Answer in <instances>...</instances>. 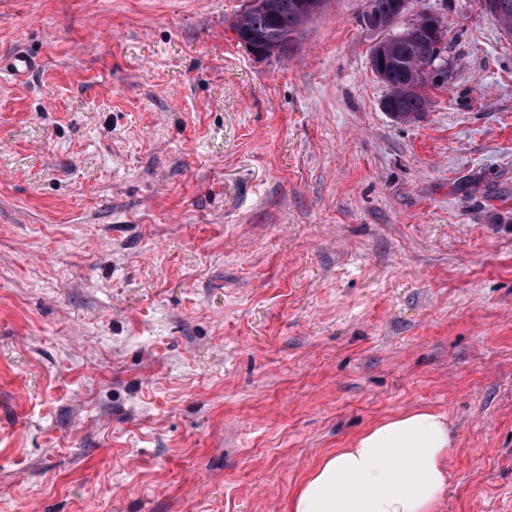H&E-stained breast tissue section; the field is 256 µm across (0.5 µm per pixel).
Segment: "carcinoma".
Listing matches in <instances>:
<instances>
[{"label":"carcinoma","instance_id":"carcinoma-1","mask_svg":"<svg viewBox=\"0 0 512 512\" xmlns=\"http://www.w3.org/2000/svg\"><path fill=\"white\" fill-rule=\"evenodd\" d=\"M299 0H259L251 10H240L231 28L242 45L279 43L286 45L293 35L313 16L298 6ZM440 33L425 34L414 41H396L384 54L380 65L392 85L395 119L411 121L426 111L428 97L415 90V84L425 83L421 67L437 51Z\"/></svg>","mask_w":512,"mask_h":512}]
</instances>
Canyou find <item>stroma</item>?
<instances>
[{"mask_svg":"<svg viewBox=\"0 0 512 512\" xmlns=\"http://www.w3.org/2000/svg\"><path fill=\"white\" fill-rule=\"evenodd\" d=\"M241 6L0 0V512H290L416 409L438 512H512V35L412 0L449 78L402 123L363 0L264 57Z\"/></svg>","mask_w":512,"mask_h":512,"instance_id":"1","label":"stroma"}]
</instances>
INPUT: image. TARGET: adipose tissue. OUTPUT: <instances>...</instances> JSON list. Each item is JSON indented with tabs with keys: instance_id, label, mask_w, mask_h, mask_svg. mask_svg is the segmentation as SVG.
I'll return each instance as SVG.
<instances>
[{
	"instance_id": "ef3b65f1",
	"label": "adipose tissue",
	"mask_w": 512,
	"mask_h": 512,
	"mask_svg": "<svg viewBox=\"0 0 512 512\" xmlns=\"http://www.w3.org/2000/svg\"><path fill=\"white\" fill-rule=\"evenodd\" d=\"M450 431L424 410L389 418L353 447L327 456L293 498L291 512H437L447 486Z\"/></svg>"
}]
</instances>
